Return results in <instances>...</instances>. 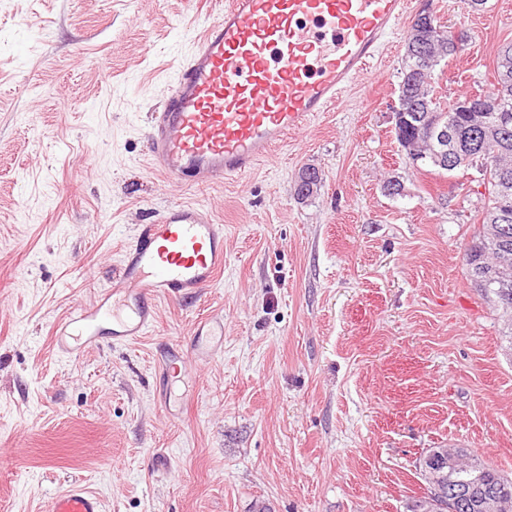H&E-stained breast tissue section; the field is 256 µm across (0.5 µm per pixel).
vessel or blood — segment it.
Listing matches in <instances>:
<instances>
[{
    "mask_svg": "<svg viewBox=\"0 0 512 512\" xmlns=\"http://www.w3.org/2000/svg\"><path fill=\"white\" fill-rule=\"evenodd\" d=\"M412 0H228L179 62L149 150L168 182H218L249 175L262 160L333 109L365 76L400 28ZM224 269V227L201 204L175 203L139 225L112 278L93 303L56 323L67 354L99 339L130 342L156 323L164 299L195 297ZM46 512H102L100 498L72 483Z\"/></svg>",
    "mask_w": 512,
    "mask_h": 512,
    "instance_id": "vessel-or-blood-1",
    "label": "vessel or blood"
}]
</instances>
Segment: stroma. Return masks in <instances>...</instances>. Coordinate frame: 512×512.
Listing matches in <instances>:
<instances>
[{
  "mask_svg": "<svg viewBox=\"0 0 512 512\" xmlns=\"http://www.w3.org/2000/svg\"><path fill=\"white\" fill-rule=\"evenodd\" d=\"M225 3L0 0V454L25 458L0 468V512H44L74 481L104 512H407L443 444L512 478V340L464 260L488 192L477 169L413 165L392 131L409 24L250 176L152 169L168 68ZM426 6L470 37L439 95L490 91L512 0ZM305 166L323 185L300 200ZM173 202L223 224L219 280L160 301L139 340L58 353L55 323ZM206 317L224 343L203 361Z\"/></svg>",
  "mask_w": 512,
  "mask_h": 512,
  "instance_id": "35a3bbf8",
  "label": "stroma"
}]
</instances>
